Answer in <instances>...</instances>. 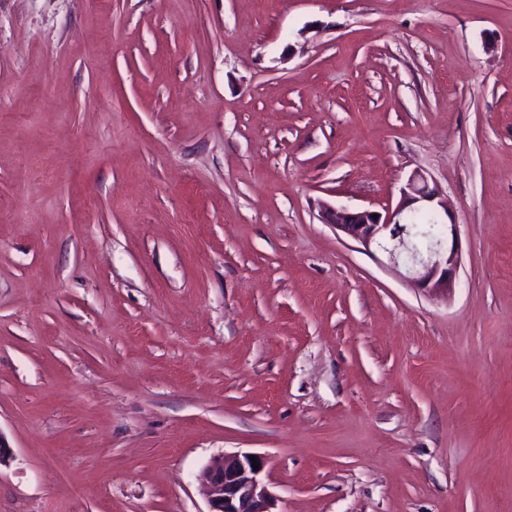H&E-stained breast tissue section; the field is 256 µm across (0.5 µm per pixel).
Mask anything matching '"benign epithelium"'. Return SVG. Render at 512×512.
Returning <instances> with one entry per match:
<instances>
[{
  "label": "benign epithelium",
  "mask_w": 512,
  "mask_h": 512,
  "mask_svg": "<svg viewBox=\"0 0 512 512\" xmlns=\"http://www.w3.org/2000/svg\"><path fill=\"white\" fill-rule=\"evenodd\" d=\"M414 213L432 215L434 224L407 223ZM325 220L364 250L387 253L393 266L405 268L414 287L428 293L451 287L459 266L458 224L448 210V199L429 187L424 174L416 171L409 177L401 201L391 210L329 208ZM256 459L257 470L250 453L226 454L199 471L196 479L209 512H276L277 496L266 481L268 459L259 455Z\"/></svg>",
  "instance_id": "benign-epithelium-1"
}]
</instances>
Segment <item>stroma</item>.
Masks as SVG:
<instances>
[{
  "label": "stroma",
  "instance_id": "obj_1",
  "mask_svg": "<svg viewBox=\"0 0 512 512\" xmlns=\"http://www.w3.org/2000/svg\"><path fill=\"white\" fill-rule=\"evenodd\" d=\"M448 199L445 294L324 223ZM512 0H0V512H512ZM250 456L257 459V471ZM268 463L258 454L236 452L203 467L196 479L207 497L208 512H279L274 510L277 496L265 479Z\"/></svg>",
  "mask_w": 512,
  "mask_h": 512
}]
</instances>
